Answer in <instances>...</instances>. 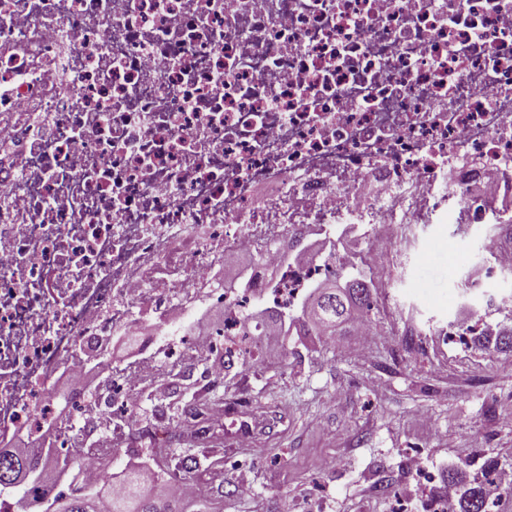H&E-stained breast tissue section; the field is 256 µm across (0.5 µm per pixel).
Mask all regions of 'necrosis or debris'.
<instances>
[{
    "mask_svg": "<svg viewBox=\"0 0 512 512\" xmlns=\"http://www.w3.org/2000/svg\"><path fill=\"white\" fill-rule=\"evenodd\" d=\"M0 440H113L160 368L223 379L254 298L336 267L282 259L365 224L391 267L415 224L512 203V0H0ZM251 263L254 292L224 271ZM224 305L215 341L173 320ZM143 350L60 419L52 383L107 336Z\"/></svg>",
    "mask_w": 512,
    "mask_h": 512,
    "instance_id": "1",
    "label": "necrosis or debris"
}]
</instances>
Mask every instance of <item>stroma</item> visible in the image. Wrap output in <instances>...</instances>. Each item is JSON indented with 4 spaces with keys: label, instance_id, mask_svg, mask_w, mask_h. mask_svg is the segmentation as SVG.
<instances>
[{
    "label": "stroma",
    "instance_id": "1",
    "mask_svg": "<svg viewBox=\"0 0 512 512\" xmlns=\"http://www.w3.org/2000/svg\"><path fill=\"white\" fill-rule=\"evenodd\" d=\"M415 245L382 274L362 272L380 293L369 317L387 343L364 350L355 336H309L286 323L277 344L249 354L224 373V383L202 389L203 365L175 378L159 375L167 395H145L136 411L139 448L116 447L99 458L110 480L150 462L168 428L156 407L179 420L176 434L192 453L223 457L221 472L192 473L205 512H421L424 491L407 469L410 453L439 482L448 474L472 478L489 458L512 469V353L494 340H445L448 318L475 317L483 307L465 294L488 261L494 224H420ZM232 404L247 399L271 421L253 445L240 447L235 419L208 430L206 415L187 418V401Z\"/></svg>",
    "mask_w": 512,
    "mask_h": 512
}]
</instances>
